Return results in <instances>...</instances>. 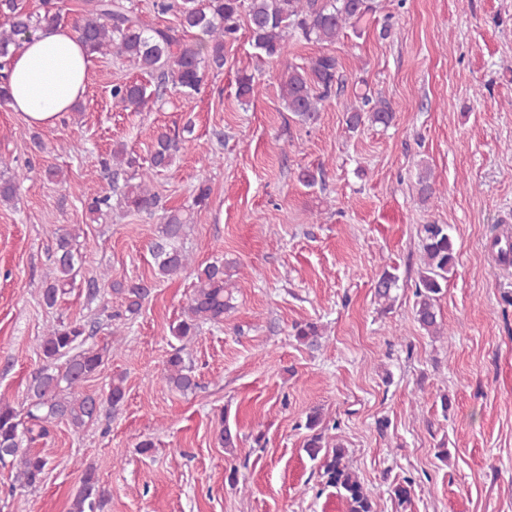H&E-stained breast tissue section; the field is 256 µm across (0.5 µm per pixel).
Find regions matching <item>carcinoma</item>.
Returning a JSON list of instances; mask_svg holds the SVG:
<instances>
[{
	"label": "carcinoma",
	"mask_w": 512,
	"mask_h": 512,
	"mask_svg": "<svg viewBox=\"0 0 512 512\" xmlns=\"http://www.w3.org/2000/svg\"><path fill=\"white\" fill-rule=\"evenodd\" d=\"M161 14L175 13L179 26L152 27L144 24L134 8L125 0H85L83 13L73 29L87 53L107 55L117 51L132 61L143 73L156 77L154 92L137 82L112 85V99L135 109L148 105L153 95L167 87L191 96L197 92L208 71L224 68V45L237 39L241 25H246L251 43L261 60H282L288 56V40L297 33L307 41L332 44L348 25H354L376 11V0H156ZM67 23L61 0H40L36 13L27 12L20 0H0V105L9 103L6 90L7 58L11 49L31 37L43 26ZM340 62L336 55L322 52L304 65H288L281 76L280 94L287 111L301 124L315 120L324 101L335 93ZM254 95L253 75L242 72L237 77L236 96L248 102ZM360 104L346 107V126L355 130L368 119L373 124H391L394 113L381 98L364 93ZM182 131L157 135L149 165L144 167L125 147L112 148L102 169L117 176L131 170L121 191L124 205L138 213L159 215L158 238L150 247L154 268L161 277L177 275L192 264V257L182 247L188 229L187 218L177 209L167 210L153 191V175L171 166L182 149L186 135ZM0 168L8 177L0 179V204L11 202L19 181L27 178L29 167L14 166L0 159ZM418 194L422 201L435 194L428 169L417 175ZM76 233L68 230L55 236L53 272L42 291L46 306L52 307L65 288L72 285L79 273V258L73 241ZM422 265L415 284V320L429 335L442 330L439 300L447 287L449 275L456 264V243L447 224H424L421 230ZM196 282L183 318L172 327L177 338L197 335L204 324H219L231 308L226 288L227 267L224 257L194 271ZM399 288L397 273L385 269L374 284V296L384 308L392 307ZM123 297L125 312L140 311L150 294L143 282L112 278L109 271L87 281V296L93 302L103 293ZM96 332L94 324L81 320H59L49 325L41 339L44 365L28 385L23 410L8 402H0V463H12L19 486L35 488L50 469L51 460L32 450V446L49 435L50 426L67 422L81 428L95 419L102 400L85 390V382L103 364V352L84 347L86 337ZM296 339L309 346L319 345L321 331L315 322L295 325ZM159 381L182 392L199 387L192 368L186 365L183 349L175 350L166 360ZM126 395L124 380L112 379L107 402L117 406ZM322 417L317 411L307 415L309 431L304 451L310 459L324 455V475L348 504V512H375V503L349 465L347 450L338 445L333 452L322 453L326 447ZM391 497L402 506L410 500L411 480L391 484ZM102 493L91 469L85 470L72 512H96Z\"/></svg>",
	"instance_id": "cac0c4a2"
}]
</instances>
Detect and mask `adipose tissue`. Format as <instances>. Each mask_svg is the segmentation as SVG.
<instances>
[{
    "mask_svg": "<svg viewBox=\"0 0 512 512\" xmlns=\"http://www.w3.org/2000/svg\"><path fill=\"white\" fill-rule=\"evenodd\" d=\"M90 57L74 31L39 29L10 56V106L28 126L55 127L83 97Z\"/></svg>",
    "mask_w": 512,
    "mask_h": 512,
    "instance_id": "obj_1",
    "label": "adipose tissue"
}]
</instances>
